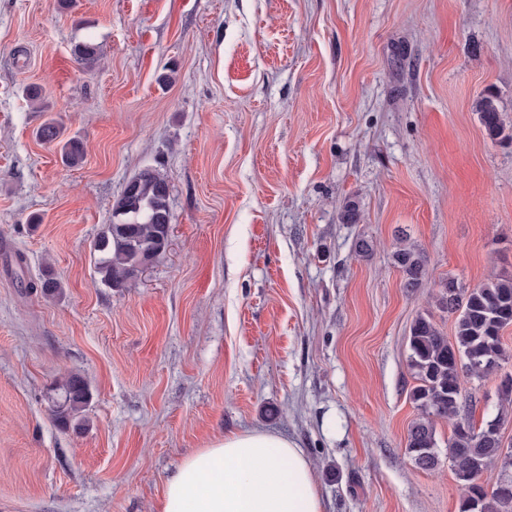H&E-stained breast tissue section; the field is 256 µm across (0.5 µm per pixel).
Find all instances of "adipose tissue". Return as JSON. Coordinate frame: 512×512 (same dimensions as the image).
<instances>
[{
	"label": "adipose tissue",
	"mask_w": 512,
	"mask_h": 512,
	"mask_svg": "<svg viewBox=\"0 0 512 512\" xmlns=\"http://www.w3.org/2000/svg\"><path fill=\"white\" fill-rule=\"evenodd\" d=\"M158 512H323L302 448L271 431L215 439L167 480Z\"/></svg>",
	"instance_id": "ef3b65f1"
}]
</instances>
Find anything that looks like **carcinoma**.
<instances>
[{"mask_svg": "<svg viewBox=\"0 0 512 512\" xmlns=\"http://www.w3.org/2000/svg\"><path fill=\"white\" fill-rule=\"evenodd\" d=\"M71 55L75 63L88 68L99 59L98 47L88 41L75 43ZM477 111L490 139L512 140V131H506L492 99H481ZM63 134L53 118L36 130L43 143L59 142ZM61 154L70 167L83 159L82 148L73 139L64 142ZM132 181L134 190L121 191L113 206L112 216L118 222L105 225L91 247L100 282L111 289L125 288L136 279L140 263L159 252L164 225L172 223L166 179L145 168ZM392 258L403 287H420L428 274L425 256L402 247ZM30 288L40 289L46 297L61 291L60 283L50 276ZM438 304L455 319L454 341H448L428 314L419 315L410 326L409 360L418 381L411 398L423 415L412 423L406 448L419 468L434 469L438 464L435 420L451 421L448 461L464 489L458 512H512V449L502 454V437H489L485 426L474 424L465 390V384L483 379L506 358L502 331L512 325V277L501 275L472 289L450 278L443 283ZM52 391L54 420L63 427H81L92 402L88 381L71 374L56 381ZM498 396L493 420L502 421L512 405V385L498 387Z\"/></svg>", "mask_w": 512, "mask_h": 512, "instance_id": "carcinoma-1", "label": "carcinoma"}]
</instances>
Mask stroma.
<instances>
[{"label":"stroma","mask_w":512,"mask_h":512,"mask_svg":"<svg viewBox=\"0 0 512 512\" xmlns=\"http://www.w3.org/2000/svg\"><path fill=\"white\" fill-rule=\"evenodd\" d=\"M487 96L511 126L512 0H0V512H157L185 457L252 429L303 449L324 512H458L451 423L435 470L406 450L407 336L424 312L452 335L442 281L512 272ZM48 115L79 166L36 140ZM145 168L170 245L110 289L91 245ZM401 241L428 260L411 291ZM70 372L81 430L48 401ZM56 395L52 398L51 410L54 420L63 427L81 428L84 413L92 402V392L88 381L81 375L71 374L53 384Z\"/></svg>","instance_id":"1"}]
</instances>
